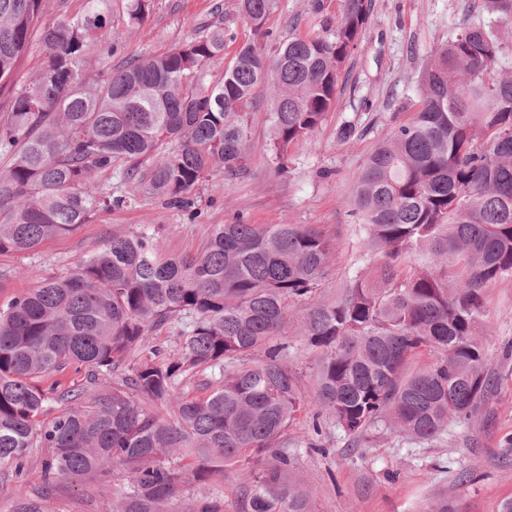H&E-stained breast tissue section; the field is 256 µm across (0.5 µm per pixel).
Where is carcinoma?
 <instances>
[{
  "label": "carcinoma",
  "instance_id": "1",
  "mask_svg": "<svg viewBox=\"0 0 512 512\" xmlns=\"http://www.w3.org/2000/svg\"><path fill=\"white\" fill-rule=\"evenodd\" d=\"M322 35L270 45L244 41L224 73L208 64L237 40L216 25L104 79L86 78L91 51L112 45V0H86L81 15L43 18L44 0H0V90L32 48L43 61L0 115V253H22L69 234L101 207L96 170L130 163L128 179L193 216L192 191L215 172L243 173L250 110L271 90L266 148L282 160L309 141L336 107L338 79L361 41L368 0H340ZM276 0H236L253 34ZM512 25V0H484ZM149 0H127L141 23ZM491 29L463 27L434 48L410 120L379 142L355 178L364 247L386 250L380 282H356L303 314L319 352L312 403L316 428L333 422L359 437L382 424L412 439L471 419L493 385L479 337L483 294L512 276V75L497 72ZM152 161L145 170L144 161ZM327 238L303 224H217L193 256L160 255L149 237L114 235L67 273L0 310V465L30 476L33 448L51 449L39 478L69 480L120 467L130 487L115 512H166L178 455L199 489L210 475L281 446L307 397L281 354L290 307L310 298L331 268ZM192 312L177 359H137L150 330ZM426 351L432 364L412 374ZM224 380L202 398L172 393L175 379L222 362ZM69 366L99 374L128 367L110 389L53 396L41 379ZM64 404L42 420L50 399ZM167 401L162 419L144 401ZM242 512H312L310 495L279 454L245 491Z\"/></svg>",
  "mask_w": 512,
  "mask_h": 512
}]
</instances>
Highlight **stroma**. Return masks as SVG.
Here are the masks:
<instances>
[{
    "label": "stroma",
    "mask_w": 512,
    "mask_h": 512,
    "mask_svg": "<svg viewBox=\"0 0 512 512\" xmlns=\"http://www.w3.org/2000/svg\"><path fill=\"white\" fill-rule=\"evenodd\" d=\"M323 18L310 11L307 0H277L265 29L277 38L318 33ZM493 20L477 0H371L365 36L338 82L335 111L312 142L289 149L283 169H276L264 148L269 91L263 87L252 109L253 148L246 172L233 177L219 172L196 187V218L139 192L126 176L127 162H114L95 172L93 187L102 196L130 197V205L100 208L74 233L48 239L33 251L0 253V307L72 269L112 235L146 234L162 255H189L214 225L238 221L305 224L323 231L331 243L332 269L316 299L334 298L356 280L373 279L385 258L363 246L368 230L353 204L354 178L374 146L418 109L420 75L431 49L463 26ZM228 21L239 39L251 38V29L236 18L234 0H153L136 27L128 21L125 0H112L115 50L96 51L91 69L110 75L130 57L166 52L195 32ZM348 124L355 131L346 136L342 129ZM484 306L482 321L489 333L482 344L497 384L477 417L453 421L429 441L383 428L353 439L332 424L314 431L312 408L301 411L288 431L286 453L314 512H431L442 500L455 512H500L502 503L512 499V276L486 288ZM300 313L293 308L281 341L285 361L308 392L317 353L301 334ZM194 321V315L184 314L152 329L139 356L157 348L164 356H176L181 333ZM49 457V449H32L26 478L0 466V512H112L113 491L128 484L123 470L45 483L39 474ZM271 460L263 454L213 474L207 492L215 512H240L243 492Z\"/></svg>",
    "instance_id": "obj_1"
}]
</instances>
